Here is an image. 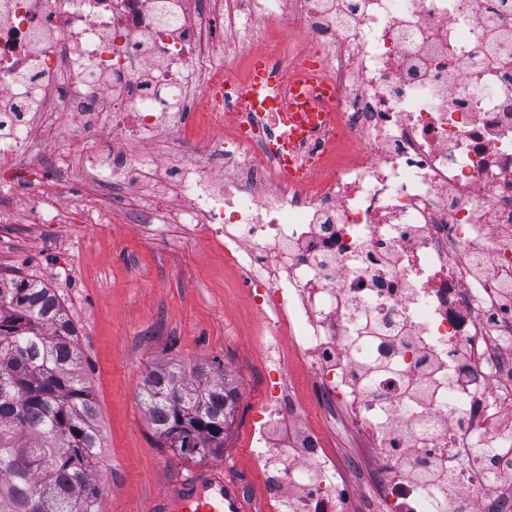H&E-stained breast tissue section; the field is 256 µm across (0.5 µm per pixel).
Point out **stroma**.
Returning <instances> with one entry per match:
<instances>
[{
	"label": "stroma",
	"mask_w": 512,
	"mask_h": 512,
	"mask_svg": "<svg viewBox=\"0 0 512 512\" xmlns=\"http://www.w3.org/2000/svg\"><path fill=\"white\" fill-rule=\"evenodd\" d=\"M61 124L51 152L28 162L49 173L42 200L25 185L0 188V277L28 278L53 288L78 326L84 378L100 410L102 448L96 476L104 487L102 512H147L168 482L211 467H224L241 487L252 512H277L266 470L251 456L248 432L262 396L261 321L239 275L215 245L194 241L174 224L141 223L129 198L161 192L169 209L182 208L176 185L157 188L153 177L131 187L108 174L83 176L62 164L63 152L94 148ZM56 211L60 221L34 219L33 202ZM105 212L84 222V213ZM178 362L222 365L237 390L236 409L224 435V452L189 458L157 443L138 392L147 372ZM289 373L305 401L303 417L334 442L351 463L362 457L340 414L324 415L313 398L311 376L299 363Z\"/></svg>",
	"instance_id": "1"
}]
</instances>
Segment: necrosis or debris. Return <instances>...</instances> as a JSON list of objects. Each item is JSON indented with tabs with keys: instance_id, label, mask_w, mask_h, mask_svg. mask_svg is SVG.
Listing matches in <instances>:
<instances>
[{
	"instance_id": "necrosis-or-debris-1",
	"label": "necrosis or debris",
	"mask_w": 512,
	"mask_h": 512,
	"mask_svg": "<svg viewBox=\"0 0 512 512\" xmlns=\"http://www.w3.org/2000/svg\"><path fill=\"white\" fill-rule=\"evenodd\" d=\"M258 0H0V183L58 116L127 151L186 100L196 159L162 167L178 222L215 243L264 325L251 455L279 463L281 512H356L345 465L299 417L289 357L368 450L377 512H512V0H279L250 36L280 72L323 69L325 120L284 149L213 68L218 31ZM292 156L310 176L289 178Z\"/></svg>"
}]
</instances>
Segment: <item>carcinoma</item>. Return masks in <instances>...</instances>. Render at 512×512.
I'll use <instances>...</instances> for the list:
<instances>
[{"mask_svg":"<svg viewBox=\"0 0 512 512\" xmlns=\"http://www.w3.org/2000/svg\"><path fill=\"white\" fill-rule=\"evenodd\" d=\"M139 401L160 442L188 457L224 451L236 392L224 371L169 363ZM97 402L76 327L55 292L0 279V512H101Z\"/></svg>","mask_w":512,"mask_h":512,"instance_id":"cac0c4a2","label":"carcinoma"}]
</instances>
